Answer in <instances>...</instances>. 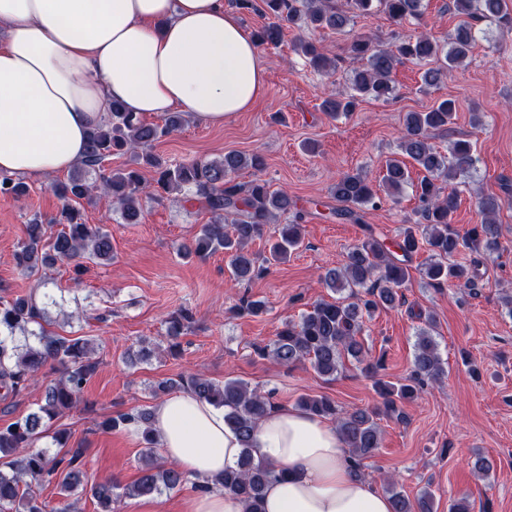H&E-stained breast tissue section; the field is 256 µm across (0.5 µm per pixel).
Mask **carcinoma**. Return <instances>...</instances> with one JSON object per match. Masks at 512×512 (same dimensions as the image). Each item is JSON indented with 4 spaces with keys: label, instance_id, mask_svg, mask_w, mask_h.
<instances>
[{
    "label": "carcinoma",
    "instance_id": "1",
    "mask_svg": "<svg viewBox=\"0 0 512 512\" xmlns=\"http://www.w3.org/2000/svg\"><path fill=\"white\" fill-rule=\"evenodd\" d=\"M237 6L267 18L252 33L258 46L267 48L282 42L287 26L345 33L354 18L369 15L375 8L383 10L397 25L423 16V0H260L258 4L254 0H237ZM453 9L459 22L443 40L421 33L383 48L366 36L352 37L348 45L355 63L352 93L345 97L328 94L321 102L322 111L335 118L351 114L366 97L389 99L393 71L403 60L424 67V86L437 85L450 71L464 65L483 21L496 23L502 37L512 36V7L507 0H453ZM295 50L314 71L323 76L335 73L336 60L315 42L300 39ZM456 112V100L448 98L426 112L405 114L398 142L400 157L387 160L381 183L395 203L405 188L411 187L418 201L416 218L407 220L391 241L371 233L351 248L343 264L326 269L322 276L324 286L336 297L316 302L299 321L284 323L276 338L258 349L260 356L288 367L307 362L327 382L336 379L347 360L362 365V371L374 379L381 404L342 416L337 415L335 403L327 397L302 396L297 400L301 410L336 420L337 430L357 468L381 447L380 416L399 415L396 400L417 398L426 383L438 382L447 374L433 336L432 314H427L425 328L418 333L408 383L399 386L378 378L382 360L367 358L360 339L364 319L400 305L410 263L421 250L429 252L422 270L426 283L441 287L451 281L473 289L478 270L452 258L464 249L481 248L490 254L500 247L497 215L502 200L497 196L477 197L481 220L465 235L450 227L460 204L457 179L467 176L475 167V143L465 138L453 140L449 142L448 153L443 154L431 144V138L433 133L449 129ZM182 124L179 112L166 113L160 125L125 111L118 103L112 104L108 119L89 133L86 159L68 181L57 184L61 207L56 216L47 224L38 216L30 219L28 238L16 253L20 271L28 277L43 276L45 269L57 263L74 262L79 266L85 260L98 263L113 259L111 235L102 227L83 221L81 201H88L97 193L112 197L126 224L140 223L143 194L161 197L170 192L194 193V200L209 212L211 219L193 239L180 245V256L203 258L222 252L228 258L232 277L239 282L255 276V257L249 245L266 234L274 239L270 260L287 261L302 243L301 225L280 224L278 220L296 210V201L259 176L265 167L264 158L257 153L231 151L216 160L172 163L155 154L153 144L179 130ZM126 154L128 165L105 172V161ZM411 165L419 171L415 180L409 170ZM143 167L155 173L149 185L141 174ZM244 168L258 173L245 187L234 182V175ZM27 192L24 182L0 175L1 196L20 198ZM331 195L339 203L336 216L358 224L367 210L378 207V191L361 171L340 175L331 187ZM54 225L60 229L53 233ZM192 319L187 310L171 316L166 335H180ZM44 321L45 307L34 292L0 304V388L7 394L18 395L34 382L42 368L48 366L56 374L46 384L37 410L0 427V512H45L33 486L52 483L61 495L60 506L53 512H73L72 496L82 487L83 449L71 448L61 456L39 447L38 442L45 438L53 421L79 408L83 389L95 374L98 361L90 339L53 335L43 326ZM175 389L224 409V422L238 435L242 452L236 467L224 471V475L213 480V485L236 496L245 505V512H260L272 468L255 459L251 448L256 423L273 409L272 396L241 379L218 383L198 373L161 380L152 392L158 397ZM120 425L136 427L145 444L144 457H153L158 440L152 428V410L143 408L100 422L104 429ZM189 483L188 476L176 464L147 462L132 485L122 488L108 481L93 486L91 493L99 512H113L114 499L123 495L150 496L164 490H179ZM390 494L394 512H434V498L427 490L413 499L393 488Z\"/></svg>",
    "mask_w": 512,
    "mask_h": 512
}]
</instances>
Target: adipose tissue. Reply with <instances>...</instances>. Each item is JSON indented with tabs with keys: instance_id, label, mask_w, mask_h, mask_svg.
Returning <instances> with one entry per match:
<instances>
[{
	"instance_id": "adipose-tissue-1",
	"label": "adipose tissue",
	"mask_w": 512,
	"mask_h": 512,
	"mask_svg": "<svg viewBox=\"0 0 512 512\" xmlns=\"http://www.w3.org/2000/svg\"><path fill=\"white\" fill-rule=\"evenodd\" d=\"M263 91L259 49L225 0H0V174L73 167L115 102L220 124ZM152 425L163 457L192 481L237 465L242 446L223 408L179 393L155 406ZM253 454L287 473L266 487L263 512H392L315 415L272 410Z\"/></svg>"
}]
</instances>
